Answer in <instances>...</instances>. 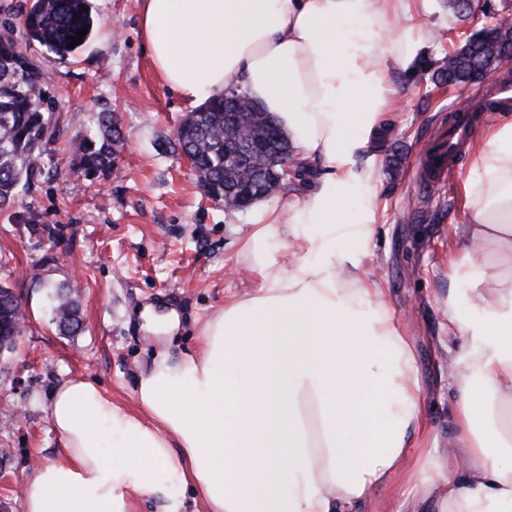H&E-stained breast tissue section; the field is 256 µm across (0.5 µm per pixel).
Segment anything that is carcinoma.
<instances>
[{"label": "carcinoma", "instance_id": "cac0c4a2", "mask_svg": "<svg viewBox=\"0 0 512 512\" xmlns=\"http://www.w3.org/2000/svg\"><path fill=\"white\" fill-rule=\"evenodd\" d=\"M86 6V0H32L23 14L28 41L37 42L58 56L72 53L67 48L68 37L94 28L91 13L84 10ZM21 56L22 49L12 37H0V209L10 208L21 191L30 188L47 146L60 135V129L51 124L42 107L40 72L35 68L22 71L18 64ZM511 57L512 23L501 21L488 4L481 28L460 40L444 58L420 59L415 71L405 78L416 82L427 74L438 89L456 87L488 77ZM242 126L251 128L252 140L262 148V180L255 178V172L224 158V132ZM119 140L117 122L110 113L99 117L94 134H79L71 140L86 177L112 169L114 146ZM176 147L193 159L200 173V187L217 193L226 185L242 188L255 201L282 188L276 182L279 160L285 155L294 156L285 132L233 79L222 97L212 98L198 109L177 138ZM53 299L54 320L59 329L77 332L81 318L71 287L54 289ZM19 320V305L1 294L0 335H19Z\"/></svg>", "mask_w": 512, "mask_h": 512}]
</instances>
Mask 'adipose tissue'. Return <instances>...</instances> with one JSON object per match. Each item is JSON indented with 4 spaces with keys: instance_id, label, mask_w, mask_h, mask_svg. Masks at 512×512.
I'll return each mask as SVG.
<instances>
[{
    "instance_id": "obj_1",
    "label": "adipose tissue",
    "mask_w": 512,
    "mask_h": 512,
    "mask_svg": "<svg viewBox=\"0 0 512 512\" xmlns=\"http://www.w3.org/2000/svg\"><path fill=\"white\" fill-rule=\"evenodd\" d=\"M431 2L142 0L140 35L183 101L236 79L324 171L287 211H256L241 256L260 286L211 315L194 351L156 357L135 407L82 377L53 391L62 452L23 486L24 512H133L142 497L161 512L190 497L204 512H363L398 480L431 512H512V118L473 146L448 253L449 279L490 269L469 283L473 316L448 302L449 334L471 339L448 354L454 453L430 441L413 343L360 272L375 214L345 217L373 190V161H355L388 115L386 63L416 57Z\"/></svg>"
}]
</instances>
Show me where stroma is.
I'll return each mask as SVG.
<instances>
[{
    "label": "stroma",
    "instance_id": "1",
    "mask_svg": "<svg viewBox=\"0 0 512 512\" xmlns=\"http://www.w3.org/2000/svg\"><path fill=\"white\" fill-rule=\"evenodd\" d=\"M89 3L98 27L83 47L65 58L36 43L27 50L47 74L45 110L61 136L30 189L0 210V283L13 288L25 312L16 349L0 354V512H24L22 485L61 453L45 413L57 385L81 376L134 406L138 376L156 354L195 349L205 320L261 282L260 272L237 256L252 230V211L212 201L171 147L192 107L151 62L139 34L142 0ZM427 24L431 37L422 53L437 59L467 31L449 23L440 0ZM407 70L389 63L398 92L394 116L369 136L377 220L362 269L386 289L413 339L420 410L444 450L453 434L448 353L467 344L448 333V297L463 296L468 286L463 278L449 283L448 250L460 243L459 188L472 157L463 155L446 190L428 198L414 184L412 166L439 114L466 90L407 83ZM103 112L116 114L124 147L116 171L90 179L70 142L75 132L94 129ZM67 284L77 287L83 319L73 336L60 333L52 314V292ZM148 308L175 311L178 329L152 332L143 317Z\"/></svg>",
    "mask_w": 512,
    "mask_h": 512
}]
</instances>
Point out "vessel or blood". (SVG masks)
<instances>
[{
  "label": "vessel or blood",
  "instance_id": "obj_1",
  "mask_svg": "<svg viewBox=\"0 0 512 512\" xmlns=\"http://www.w3.org/2000/svg\"><path fill=\"white\" fill-rule=\"evenodd\" d=\"M512 108V76L497 74L484 90L466 97L448 111L435 134L422 147L415 173V183L426 195L435 194L453 171V160L463 148L469 133L472 113H490Z\"/></svg>",
  "mask_w": 512,
  "mask_h": 512
}]
</instances>
